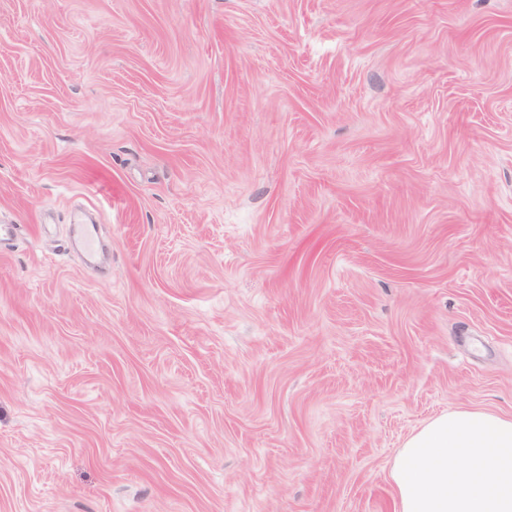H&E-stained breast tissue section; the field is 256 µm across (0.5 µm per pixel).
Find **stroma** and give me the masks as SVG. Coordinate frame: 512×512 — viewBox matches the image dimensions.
Masks as SVG:
<instances>
[{
  "instance_id": "stroma-1",
  "label": "stroma",
  "mask_w": 512,
  "mask_h": 512,
  "mask_svg": "<svg viewBox=\"0 0 512 512\" xmlns=\"http://www.w3.org/2000/svg\"><path fill=\"white\" fill-rule=\"evenodd\" d=\"M1 221L0 512H394L512 414V0H0Z\"/></svg>"
}]
</instances>
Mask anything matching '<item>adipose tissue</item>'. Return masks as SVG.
I'll list each match as a JSON object with an SVG mask.
<instances>
[{"label":"adipose tissue","instance_id":"adipose-tissue-1","mask_svg":"<svg viewBox=\"0 0 512 512\" xmlns=\"http://www.w3.org/2000/svg\"><path fill=\"white\" fill-rule=\"evenodd\" d=\"M389 479L396 512H512V416L457 408L430 418Z\"/></svg>","mask_w":512,"mask_h":512}]
</instances>
